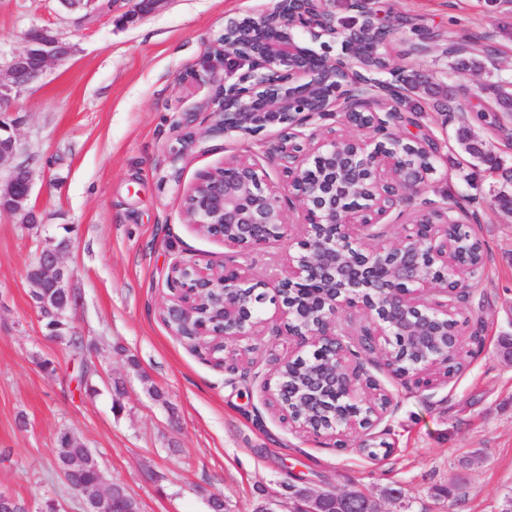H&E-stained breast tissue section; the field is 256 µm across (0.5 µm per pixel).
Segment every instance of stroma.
Wrapping results in <instances>:
<instances>
[{
  "mask_svg": "<svg viewBox=\"0 0 512 512\" xmlns=\"http://www.w3.org/2000/svg\"><path fill=\"white\" fill-rule=\"evenodd\" d=\"M275 3L161 0L128 23L121 0L75 9L0 0V64L34 26L74 47L14 106L34 173L35 221L0 216V491L33 512L48 499L62 512H84L56 465L65 432L94 452L106 482L122 484L140 512H210L214 494L226 512H254L261 498L286 502L296 487L360 491L380 512L404 504L409 512H500L512 493V360L500 345L512 336V214L493 205L492 178L457 144L459 127L469 126L512 164V127L491 132L474 113L443 111L424 95L392 127L437 139V172L422 195L446 199L471 225L486 266L458 304L465 360L448 381L411 391L383 365L366 363L397 403L373 431V442L392 444L388 456L374 460L359 442L340 448L299 432L268 406L261 380L299 348L282 334L274 305L251 352L232 365L176 336L161 317L174 295V261L219 268L232 256L186 222L184 191L198 174L239 153L258 160L271 182L282 178L271 156L277 129L248 138L210 132L228 75L225 57L211 51L225 17ZM374 8L390 32V62L404 73L429 71L474 104L490 84L512 80V0H375ZM449 29L498 48L493 65L451 71L437 41L412 53L420 35ZM188 112L196 140L187 148L177 124ZM280 204L285 235L245 258L254 276L273 272L302 234L298 203L284 196ZM63 239L79 350L50 338L27 280L38 251ZM45 359L53 371L41 368ZM396 485L400 504L384 494Z\"/></svg>",
  "mask_w": 512,
  "mask_h": 512,
  "instance_id": "35a3bbf8",
  "label": "stroma"
}]
</instances>
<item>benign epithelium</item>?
I'll return each mask as SVG.
<instances>
[{"mask_svg": "<svg viewBox=\"0 0 512 512\" xmlns=\"http://www.w3.org/2000/svg\"><path fill=\"white\" fill-rule=\"evenodd\" d=\"M330 0H290L253 16L225 20L219 54L244 62L224 81L218 119L210 132L256 136L278 128L274 147L285 180L283 189L304 214V236L288 255L286 269L256 278L241 265L220 269L175 263L170 277L178 289L163 319L177 336H211L210 354L254 335L266 302L278 305L288 335L309 346L283 360L274 383L262 389L269 405L291 427L336 446L369 434L393 404L388 391L363 376L361 357L375 356L408 389L433 386L448 377V363L460 345L448 335V317L458 310L435 298L464 278L448 226L459 223L448 204L420 203L409 234L388 246L370 244L368 230L399 204L421 194L436 171L437 146L427 136H399L389 128L402 120L405 79L396 67H373L366 58L378 50L380 31L373 0H352L361 23L340 32ZM304 28L310 41L302 40ZM25 47L6 63L0 77V167L21 153L9 120L22 91L41 79L73 47L45 27L24 37ZM320 44L315 50L311 44ZM332 119L347 129H370L363 139L331 131L316 145L305 129ZM33 171L25 162L9 168L0 186V214L31 222L28 203ZM278 188L244 156L224 158L201 173L186 190L185 215L198 231L224 241L245 258L283 235ZM61 250L42 249L33 288L63 287ZM357 309L369 322L352 345L341 313ZM365 385H360V382ZM379 512L359 492L318 493L301 512Z\"/></svg>", "mask_w": 512, "mask_h": 512, "instance_id": "7a95c632", "label": "benign epithelium"}]
</instances>
